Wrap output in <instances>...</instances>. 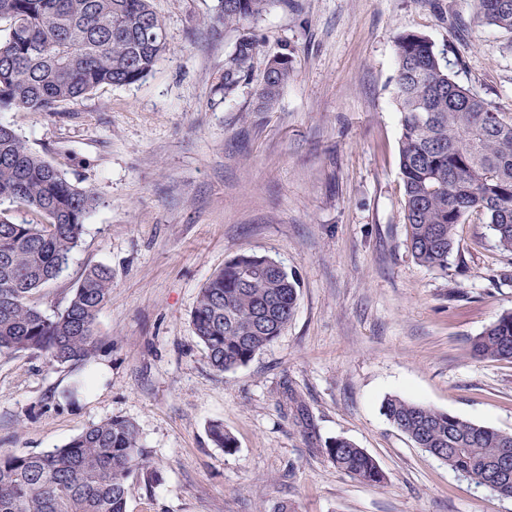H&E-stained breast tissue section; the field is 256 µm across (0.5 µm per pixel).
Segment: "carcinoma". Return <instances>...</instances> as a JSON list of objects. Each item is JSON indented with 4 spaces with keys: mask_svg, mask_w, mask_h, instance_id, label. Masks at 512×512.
Returning a JSON list of instances; mask_svg holds the SVG:
<instances>
[{
    "mask_svg": "<svg viewBox=\"0 0 512 512\" xmlns=\"http://www.w3.org/2000/svg\"><path fill=\"white\" fill-rule=\"evenodd\" d=\"M271 0H220L217 24L257 19ZM477 16L512 34V0H474ZM259 43L242 37L226 59L217 90L231 96L250 77ZM167 50L164 23L151 0H0V112H55L101 86L141 81ZM395 100L401 117L399 169L413 259L448 270L454 229L473 216L490 224L497 246L512 253V114L448 74L445 53L427 37L395 38ZM292 75L291 58L270 59L258 85L256 111L276 105ZM37 222L0 212V356L30 352L54 365L86 366L99 343L96 317L109 301L112 273L84 271L63 312L48 316L33 302L78 247L84 222L98 204L92 190L72 183L26 140L0 123V202ZM298 284L266 257L239 255L200 289L190 314L208 364L224 372L246 365L291 321ZM474 356L512 360V313L471 341ZM382 414L415 447L483 486L500 461L512 464V433L397 395ZM213 444L231 452L235 438L215 422ZM336 470L369 484L384 475L355 442L322 444ZM158 480L152 451L129 419L92 425L60 448L0 454V512H127L129 480Z\"/></svg>",
    "mask_w": 512,
    "mask_h": 512,
    "instance_id": "obj_1",
    "label": "carcinoma"
}]
</instances>
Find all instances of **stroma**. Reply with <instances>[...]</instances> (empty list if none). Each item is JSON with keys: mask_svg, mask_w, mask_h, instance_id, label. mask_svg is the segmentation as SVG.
Here are the masks:
<instances>
[{"mask_svg": "<svg viewBox=\"0 0 512 512\" xmlns=\"http://www.w3.org/2000/svg\"><path fill=\"white\" fill-rule=\"evenodd\" d=\"M218 0H152L168 50L142 81L105 86L56 112H4L29 146L99 205L39 307L64 310L86 267L112 273L101 344L75 369L0 356V452L61 447L130 419L160 478L132 482L128 512H512L383 416L403 398L512 433V362L471 340L512 312V254L478 219L457 225L447 272L408 248L399 174L394 38L417 32L451 77L512 113V34L473 0H274L265 15L213 26ZM245 35L250 78L214 93ZM293 74L256 111L269 58ZM241 254L299 282L292 320L246 365L212 369L190 325L199 290ZM222 422L235 451L217 448ZM343 436L378 462L371 485L319 447Z\"/></svg>", "mask_w": 512, "mask_h": 512, "instance_id": "obj_1", "label": "stroma"}]
</instances>
